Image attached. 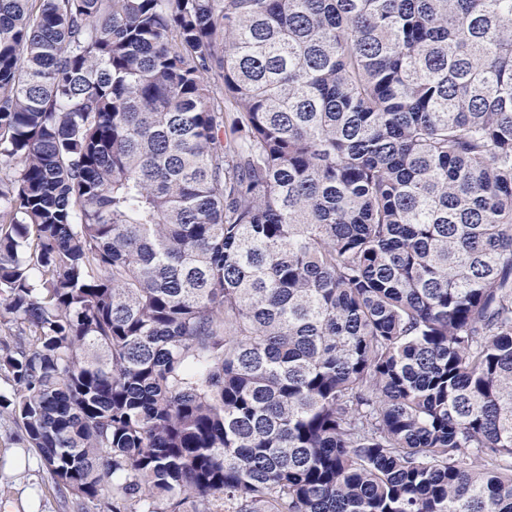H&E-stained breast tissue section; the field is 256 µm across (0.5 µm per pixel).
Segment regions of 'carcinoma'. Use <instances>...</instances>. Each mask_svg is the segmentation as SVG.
<instances>
[{
    "mask_svg": "<svg viewBox=\"0 0 512 512\" xmlns=\"http://www.w3.org/2000/svg\"><path fill=\"white\" fill-rule=\"evenodd\" d=\"M2 325L78 512H512V0H0Z\"/></svg>",
    "mask_w": 512,
    "mask_h": 512,
    "instance_id": "1",
    "label": "carcinoma"
}]
</instances>
